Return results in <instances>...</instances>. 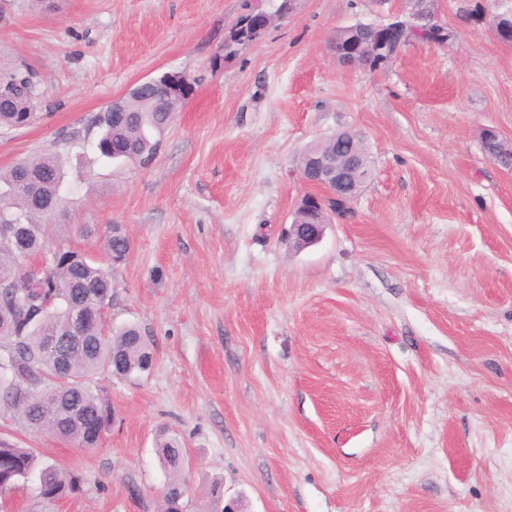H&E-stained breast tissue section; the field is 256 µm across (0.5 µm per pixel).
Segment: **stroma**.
Masks as SVG:
<instances>
[{"mask_svg":"<svg viewBox=\"0 0 512 512\" xmlns=\"http://www.w3.org/2000/svg\"><path fill=\"white\" fill-rule=\"evenodd\" d=\"M245 0H6L0 50L41 76V116L0 129V170L66 161L73 225H123L113 327L137 326L151 369L104 380L116 411L97 447L0 413V436L79 477L11 512H158L160 433L182 442L188 512L214 486L240 512H512V0H434L444 42L340 65L337 28L407 16L415 0H297L224 55ZM169 71L193 91L152 161L107 163L92 120ZM339 131L370 179L321 241L290 251L308 193L297 157ZM71 237V236H70Z\"/></svg>","mask_w":512,"mask_h":512,"instance_id":"obj_1","label":"stroma"}]
</instances>
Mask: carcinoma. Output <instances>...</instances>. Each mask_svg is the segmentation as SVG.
Returning <instances> with one entry per match:
<instances>
[{"label":"carcinoma","instance_id":"cac0c4a2","mask_svg":"<svg viewBox=\"0 0 512 512\" xmlns=\"http://www.w3.org/2000/svg\"><path fill=\"white\" fill-rule=\"evenodd\" d=\"M367 35L375 49L365 61L377 65L392 58L414 38L443 41L450 33L433 22L432 4L417 0L408 21H395ZM10 88L0 97V128L32 123L41 105L38 73L29 65L0 58V86ZM192 85L178 73L140 88L98 113L96 149L109 160L150 161L162 131L180 110ZM365 153L363 142L346 134L314 142L308 152ZM486 153L504 167H512V150L502 142L483 143ZM66 172L60 156L43 154L0 171V408L18 415L31 428L94 447L112 427L114 408L105 390L92 383L95 376L129 377L148 371L153 362L149 341L135 326L112 329L107 309L112 305V278L97 261L61 242L39 265L57 225L46 220L64 212ZM345 211L341 201L303 213L305 224H329ZM100 245L111 264L123 263L131 241L119 224L102 230ZM167 474L160 496V512H183L178 491L185 486L188 461L181 442L170 436L157 445ZM35 479L36 497L55 502L80 491L78 477L38 458L30 448L0 439V495Z\"/></svg>","mask_w":512,"mask_h":512}]
</instances>
